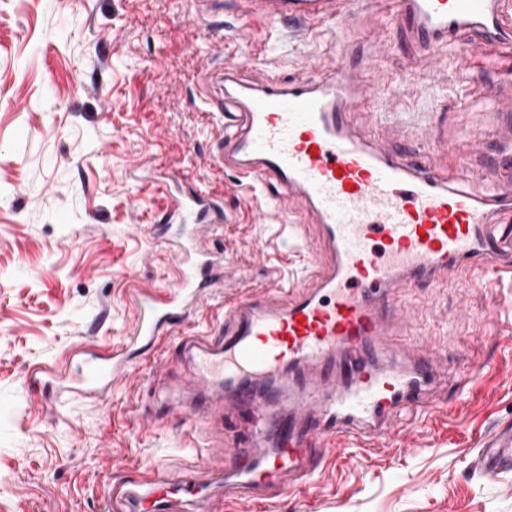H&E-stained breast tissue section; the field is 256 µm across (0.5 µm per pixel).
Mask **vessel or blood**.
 <instances>
[{
  "label": "vessel or blood",
  "instance_id": "vessel-or-blood-1",
  "mask_svg": "<svg viewBox=\"0 0 512 512\" xmlns=\"http://www.w3.org/2000/svg\"><path fill=\"white\" fill-rule=\"evenodd\" d=\"M395 20L423 48L474 34L483 44L512 41L502 0H390ZM246 13L271 24L315 25L335 19L338 0H243ZM222 76L234 110L209 102L222 122L218 164L251 184L280 189L293 218L317 224L327 261H315L314 292L273 288L225 307L221 337L183 343L190 357L184 383L194 393L186 415L202 421L232 409L258 419L247 449L233 454L224 476L226 498L263 502L264 488L291 478L311 483L326 448L402 430V416L427 414L449 377L432 352L413 355L403 302L409 289L436 283L462 264L481 275L512 271V155L490 171L497 191L477 197L449 188L428 154L418 161L381 150L349 132L353 99L374 91L363 60L348 57L315 78L283 83L263 77L238 82L232 65ZM504 117L499 138L512 144V80L496 89ZM506 217L501 234L485 232L492 215ZM224 212L210 192L172 195L165 221L149 236L175 259L164 294L144 295L130 336L101 351L82 350L77 373L44 368L56 397L101 399L114 380L149 354L188 302L223 278L224 266L203 253L196 235L170 237L171 227L218 224ZM282 442L273 455L268 437ZM512 466V434L493 440L480 456L484 475ZM197 483L158 479L127 491V512H172L199 496Z\"/></svg>",
  "mask_w": 512,
  "mask_h": 512
}]
</instances>
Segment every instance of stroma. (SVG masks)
Instances as JSON below:
<instances>
[{"mask_svg": "<svg viewBox=\"0 0 512 512\" xmlns=\"http://www.w3.org/2000/svg\"><path fill=\"white\" fill-rule=\"evenodd\" d=\"M242 15L236 0H0V512H99L127 481L171 482L223 472L243 419L192 429L174 416L151 425L150 369L116 380L106 401L56 399L32 370L64 369L78 347L126 338L137 292L164 289L174 260L146 232L175 190L200 187L224 210L206 250L224 281L189 306L159 356L168 391L187 370L181 342L258 287L303 282L321 248L311 223L274 217L277 190L253 199L213 159L222 133L201 100L204 64L234 63L242 81L316 77L346 54L371 62L383 88L350 124L397 126L387 151L430 149L450 187L484 194L476 145L495 153L494 85L512 73V44L455 52L417 46L386 0H340L335 21L300 36ZM411 80L391 92L400 75ZM484 152V153H485ZM412 336L449 368L477 373L403 434L328 449L320 479L269 490L266 505L227 501L223 512H512V469L483 477L472 463L512 430V281L479 284L462 266L411 297Z\"/></svg>", "mask_w": 512, "mask_h": 512, "instance_id": "1", "label": "stroma"}]
</instances>
